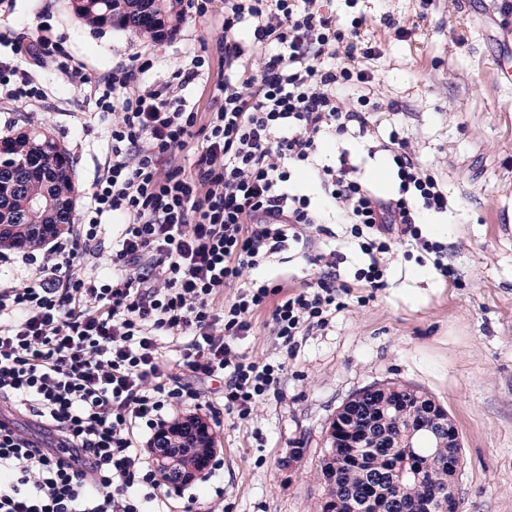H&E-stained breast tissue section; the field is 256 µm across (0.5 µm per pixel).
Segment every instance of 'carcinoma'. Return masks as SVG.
Listing matches in <instances>:
<instances>
[{
	"label": "carcinoma",
	"mask_w": 512,
	"mask_h": 512,
	"mask_svg": "<svg viewBox=\"0 0 512 512\" xmlns=\"http://www.w3.org/2000/svg\"><path fill=\"white\" fill-rule=\"evenodd\" d=\"M75 13L95 28L116 26L149 41L172 38L184 17L183 0H73ZM4 158L16 175L14 188L7 183L0 188V225L4 232H16L21 239L30 237L35 224H71L73 215L67 205L73 192L72 164L67 150L47 131L37 128L0 143ZM43 197L53 206L31 215L29 198ZM393 383H379L376 401L367 405L368 415L381 413L390 417V434L412 427L418 429L412 448H396L392 442L367 440L364 459L349 442L357 433L366 431L364 418L355 415L342 432L347 437L336 440L326 450L321 462V475L328 486L327 495L334 499L349 491L369 495L373 490L366 482V471L387 473L396 468L406 472L396 501L386 512H429L448 503V449L437 447L438 437L429 429L428 406L406 393L398 394ZM336 463L335 474L327 472Z\"/></svg>",
	"instance_id": "obj_1"
}]
</instances>
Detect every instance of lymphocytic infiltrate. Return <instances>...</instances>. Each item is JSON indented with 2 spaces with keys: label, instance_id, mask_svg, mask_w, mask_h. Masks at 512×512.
Wrapping results in <instances>:
<instances>
[{
  "label": "lymphocytic infiltrate",
  "instance_id": "obj_1",
  "mask_svg": "<svg viewBox=\"0 0 512 512\" xmlns=\"http://www.w3.org/2000/svg\"><path fill=\"white\" fill-rule=\"evenodd\" d=\"M214 24L211 43L185 52L168 80H149L153 60L99 74L40 23L36 34L0 33V89L41 102L28 60L58 72L110 115L108 154L74 235L38 251L2 255L29 267L0 280V399L34 412L60 434L59 453L0 420V512H161L160 484L133 444L138 427L160 431L169 411L198 405L182 372L222 381L225 412L245 420L276 389L285 360H255L237 342L269 310L287 352L325 329L347 285L336 252L298 293L246 279L288 242L311 246L328 219L349 225L366 257L357 278L385 285L394 244L412 242L452 273L444 246L425 239V212L448 193L398 134L380 141L398 180L376 195L348 154L319 160L327 136L371 137L365 111L339 89L370 83L373 56L360 29L343 31L326 0H188ZM221 67L212 106L198 111L184 89ZM311 169L320 203L292 191L297 167ZM122 219L112 272L98 259L111 219ZM235 287L225 300L226 287Z\"/></svg>",
  "mask_w": 512,
  "mask_h": 512
}]
</instances>
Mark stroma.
I'll use <instances>...</instances> for the list:
<instances>
[{
    "mask_svg": "<svg viewBox=\"0 0 512 512\" xmlns=\"http://www.w3.org/2000/svg\"><path fill=\"white\" fill-rule=\"evenodd\" d=\"M490 0H331L339 27L365 17V45L380 53L363 60L370 86L345 90L378 102L377 133L408 139L420 166L448 191V210L430 213L424 236L448 248L453 273L444 278L404 246L389 261L386 285L365 288L355 278L363 256L333 225L320 245L344 256L339 266L350 293L324 330L303 338L275 393L245 420L208 410L222 385L197 381L205 401L197 415L212 429L224 462L211 484L193 481L168 512H321L327 498L320 475L326 433L337 409L356 391L400 381L433 396L454 422L464 461L459 512H512V82L494 59L507 49L501 25L487 16ZM62 32L73 55L104 74L153 51L152 78L163 79L187 49H200L209 25L186 17L178 33L153 43L133 33L95 30L70 0H16L0 28L34 34L42 21ZM34 74L45 94L39 112L0 95V124L49 131L70 155L75 208H82L107 151L110 117L58 76ZM296 290L313 281L300 246L290 245L258 271ZM262 311L239 349L254 359L285 357ZM223 486V500L213 497Z\"/></svg>",
    "mask_w": 512,
    "mask_h": 512,
    "instance_id": "35a3bbf8",
    "label": "stroma"
}]
</instances>
